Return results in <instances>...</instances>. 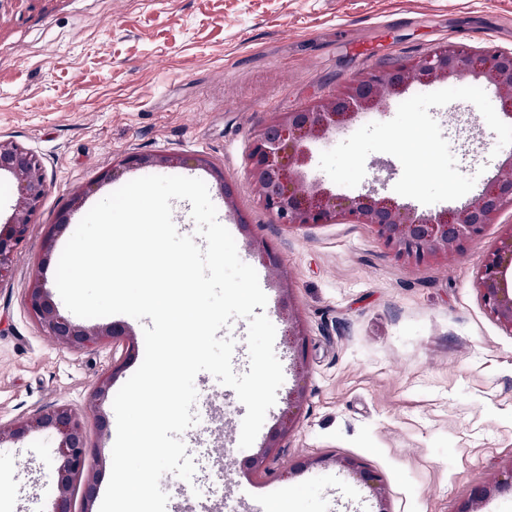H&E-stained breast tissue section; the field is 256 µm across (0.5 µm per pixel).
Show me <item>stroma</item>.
Segmentation results:
<instances>
[{
    "mask_svg": "<svg viewBox=\"0 0 512 512\" xmlns=\"http://www.w3.org/2000/svg\"><path fill=\"white\" fill-rule=\"evenodd\" d=\"M442 44L512 51V0H0V137L36 154L49 183L0 280V423L60 404L83 413L89 470L105 491L116 419L112 397L95 391L107 376L120 389L136 371L151 320L115 316L135 346L117 338L70 348L30 318L25 294L38 267L54 288V262L93 205L150 175L126 158L202 156L208 167L161 173L207 184L281 335V296L247 240L277 252L306 326L302 357L281 338L274 343L284 382L264 429L293 385L305 399L267 470L247 473L239 447L246 408L232 388L199 373L198 421L182 435L195 474L189 482L165 474L162 490L189 512H253L256 501L283 494L291 512H462L474 501L480 512H512V488L502 483L512 463V333L490 316L476 285L512 209L456 256L417 263L367 224L274 223L247 175L251 138L269 113ZM429 113L458 170L482 190L512 152L499 148L472 103ZM306 173L339 195L375 188L391 197L402 165L370 154L351 189L317 163ZM224 183L235 209L224 205ZM54 444L35 432L0 448V512H51ZM342 458L378 475L379 490L340 467Z\"/></svg>",
    "mask_w": 512,
    "mask_h": 512,
    "instance_id": "1",
    "label": "stroma"
}]
</instances>
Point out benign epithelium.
I'll list each match as a JSON object with an SVG mask.
<instances>
[{
    "instance_id": "obj_1",
    "label": "benign epithelium",
    "mask_w": 512,
    "mask_h": 512,
    "mask_svg": "<svg viewBox=\"0 0 512 512\" xmlns=\"http://www.w3.org/2000/svg\"><path fill=\"white\" fill-rule=\"evenodd\" d=\"M473 74L495 88L502 110L512 117V51L474 52L440 45L403 60L389 69L372 70L354 78L331 96L319 97L290 112H274L251 140L248 173L259 188L260 200L274 222L287 227L320 224H368L400 257L422 261L446 259L494 224L501 211L512 208V159L482 191L461 206L424 215L393 198L370 191L356 197L336 195L318 181L306 179L310 145L343 129L361 112L378 108L401 95L411 82L437 83L450 77ZM135 166H207L202 158L166 154L138 156ZM15 181L17 201L7 225L0 227V281L9 272L18 246L46 196L49 183L41 161L19 144L0 139V176ZM250 248L269 268L283 300L288 346L300 351L306 330L292 309L290 282L283 263L262 240L247 239ZM484 306L498 324L512 334V225L485 257L476 273ZM30 316L58 343L83 348L132 332L115 324L84 326L62 315L45 282L35 275L26 294ZM304 399L303 389L288 391L287 409L271 428L266 441L245 462L248 471L267 469L275 448L292 429L294 409ZM33 432H47L56 439V468L52 512H73L74 491L84 484L86 503L95 500L88 479V443L85 417L68 405L45 410L32 418L0 425V445L18 441Z\"/></svg>"
}]
</instances>
